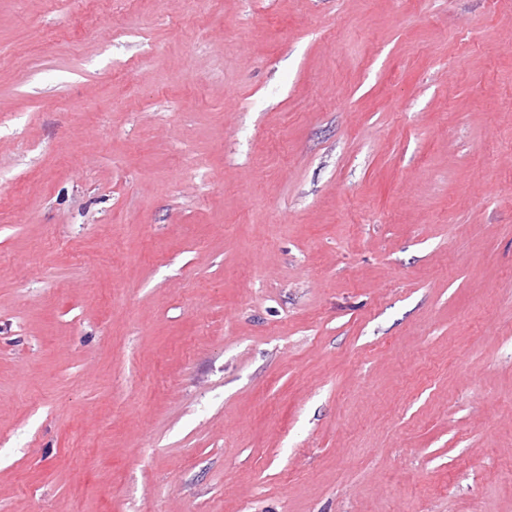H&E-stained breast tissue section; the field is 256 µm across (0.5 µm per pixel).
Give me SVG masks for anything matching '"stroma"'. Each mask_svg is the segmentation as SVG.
Returning a JSON list of instances; mask_svg holds the SVG:
<instances>
[{"instance_id": "35a3bbf8", "label": "stroma", "mask_w": 512, "mask_h": 512, "mask_svg": "<svg viewBox=\"0 0 512 512\" xmlns=\"http://www.w3.org/2000/svg\"><path fill=\"white\" fill-rule=\"evenodd\" d=\"M0 512H512V0H0Z\"/></svg>"}]
</instances>
